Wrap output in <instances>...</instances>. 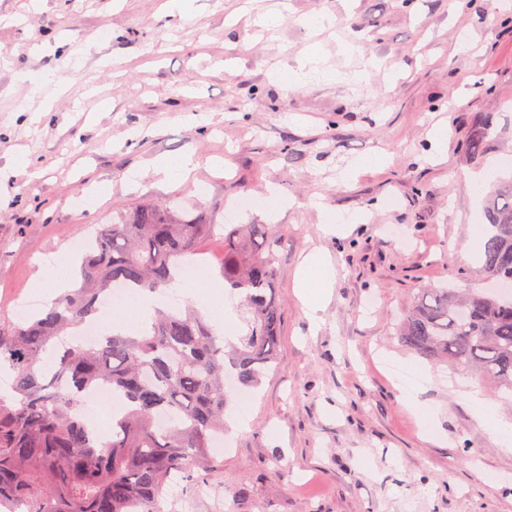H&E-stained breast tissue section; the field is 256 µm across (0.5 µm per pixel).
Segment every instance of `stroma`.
<instances>
[{"label": "stroma", "instance_id": "obj_1", "mask_svg": "<svg viewBox=\"0 0 512 512\" xmlns=\"http://www.w3.org/2000/svg\"><path fill=\"white\" fill-rule=\"evenodd\" d=\"M165 2L0 0V327L40 256L138 204L185 199L209 224L271 223L274 369L231 411L221 466L184 481L188 512H512V451L467 394L508 422L512 395L396 331L426 289L487 286L479 252L459 251L492 188L469 175L512 157V0H188L175 15ZM278 8V27L257 25ZM321 14L330 27H315ZM488 115L489 147L467 158ZM440 122L450 133L437 141ZM377 152L384 165L361 167ZM185 155L198 163L189 180L156 174ZM272 183L289 202L278 219L230 216L229 202ZM324 211L369 220L336 238L318 228ZM315 248L336 270L316 323L293 289Z\"/></svg>", "mask_w": 512, "mask_h": 512}]
</instances>
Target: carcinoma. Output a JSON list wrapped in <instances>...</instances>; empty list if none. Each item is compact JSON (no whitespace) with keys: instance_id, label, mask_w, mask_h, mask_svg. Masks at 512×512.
I'll return each instance as SVG.
<instances>
[{"instance_id":"carcinoma-1","label":"carcinoma","mask_w":512,"mask_h":512,"mask_svg":"<svg viewBox=\"0 0 512 512\" xmlns=\"http://www.w3.org/2000/svg\"><path fill=\"white\" fill-rule=\"evenodd\" d=\"M492 118L474 129L465 153L484 154ZM488 221L481 272L512 283V180L484 197ZM211 225L186 209L144 204L96 229L81 256L79 286L44 309L0 328V363L11 393L0 396V507L14 512H160L171 476L220 464L212 440L238 387L252 389L273 368L281 308L275 296L276 235L268 224L224 228L221 275L240 299L246 332L230 343L188 303L156 311L131 335L102 332L91 344L66 338L95 323L116 285L155 292L173 287ZM398 334L414 353L475 368L512 392V295L430 288L404 313ZM103 383L127 402L101 435L85 420L84 395ZM160 415L170 418L164 430Z\"/></svg>"}]
</instances>
